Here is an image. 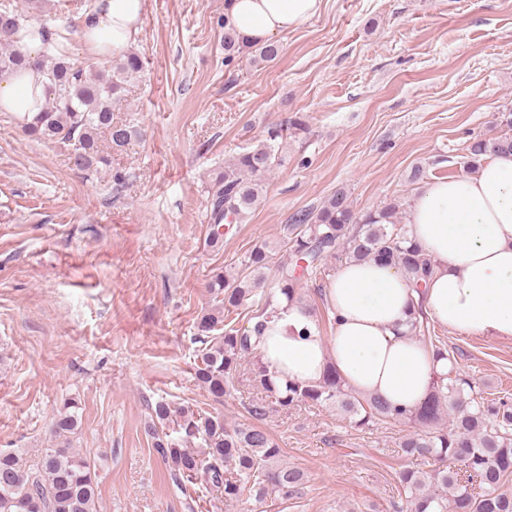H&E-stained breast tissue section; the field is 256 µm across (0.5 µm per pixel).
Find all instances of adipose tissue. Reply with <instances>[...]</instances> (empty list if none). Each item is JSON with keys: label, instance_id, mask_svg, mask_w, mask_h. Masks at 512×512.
<instances>
[{"label": "adipose tissue", "instance_id": "obj_1", "mask_svg": "<svg viewBox=\"0 0 512 512\" xmlns=\"http://www.w3.org/2000/svg\"><path fill=\"white\" fill-rule=\"evenodd\" d=\"M323 0H229L240 37L265 44L316 16ZM145 0H97L92 17L77 21L89 56L105 58L136 41ZM47 85L33 68L0 74V112L33 118ZM413 240L431 256L434 271L422 292L405 270L376 261H344L326 290L334 319L322 336L297 303L281 304L259 343L276 382H319L334 367L346 384L395 408L418 409L435 374L436 358L405 321L413 306L454 332L512 340V154L493 155L476 172L435 179L415 195L407 216Z\"/></svg>", "mask_w": 512, "mask_h": 512}]
</instances>
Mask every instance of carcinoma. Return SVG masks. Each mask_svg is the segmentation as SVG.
Returning <instances> with one entry per match:
<instances>
[{"label": "carcinoma", "mask_w": 512, "mask_h": 512, "mask_svg": "<svg viewBox=\"0 0 512 512\" xmlns=\"http://www.w3.org/2000/svg\"><path fill=\"white\" fill-rule=\"evenodd\" d=\"M40 0H0V73L30 65V58L14 48V36L26 24L40 26L46 46L37 61L46 74L48 100L43 111L24 131L69 151L74 165L84 171H98L108 165L99 139L108 134L112 149L130 143L135 129L116 122L113 111L126 100L127 83L144 68L143 59L126 52L111 60L110 69L98 70L73 61L62 49V34L48 27L49 20L38 15ZM224 31V63L230 65L244 56L269 62L276 59V43L250 44L239 38L227 15L217 18ZM503 133L494 137L477 135L466 147L464 168L475 170L487 156L512 153V109L496 118ZM307 131L300 116L288 126L267 130L264 139L224 166L213 185L209 224L211 239L224 236V222H242L262 198L264 179L280 161L281 140L288 134ZM400 205L389 203L375 211L358 214L348 194L339 189L315 210H304L288 225V257L272 264V255L262 245L253 248L237 275L218 274L209 288L214 304L204 309L197 321L199 332L195 377L214 401L220 402L234 388L236 375L245 359L257 352V343L267 322L285 300L301 301V281L319 278L329 259L374 260L401 266L420 289L433 273L431 258L410 238L400 220ZM263 291L264 306L241 329L227 320V314ZM224 332L217 336L218 328ZM254 380L265 393L275 395L282 407L311 402L340 409L356 425L368 427L378 421L420 423L429 431L414 433L401 445L410 458L443 462L454 460L480 478L479 491L458 483L448 469L428 471L407 469L399 482L407 494L409 512H512V492L503 490L512 476V407L505 399H487L481 390L455 370L437 375L432 391L417 411H401L376 398L350 389L329 368L320 382L294 381L277 386L267 366L252 369ZM79 403L64 404L55 418L53 433L68 437L79 426ZM172 414L170 404L160 400L152 407L145 424L154 448L168 467L173 486L183 492L201 479L224 491V500L240 498L245 484H252L257 497L268 491L289 496L303 484L304 474L295 467L278 463L281 448L271 435L255 424L229 426L221 415H202L180 410L179 431L170 437L164 431ZM449 421V429L442 427ZM202 439L197 453L183 446ZM99 485L90 461L76 448H45L35 467L24 469L18 457L0 451V512H99Z\"/></svg>", "instance_id": "carcinoma-1"}]
</instances>
